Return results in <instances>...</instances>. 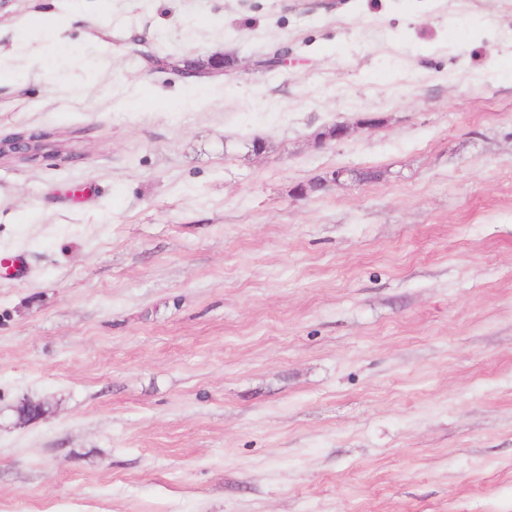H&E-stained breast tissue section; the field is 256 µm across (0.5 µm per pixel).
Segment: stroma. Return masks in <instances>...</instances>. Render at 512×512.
Returning <instances> with one entry per match:
<instances>
[{
    "label": "stroma",
    "instance_id": "35a3bbf8",
    "mask_svg": "<svg viewBox=\"0 0 512 512\" xmlns=\"http://www.w3.org/2000/svg\"><path fill=\"white\" fill-rule=\"evenodd\" d=\"M511 68L512 0H0V512H512ZM49 152H59L44 135L17 133L0 138V159L17 158L34 161Z\"/></svg>",
    "mask_w": 512,
    "mask_h": 512
}]
</instances>
